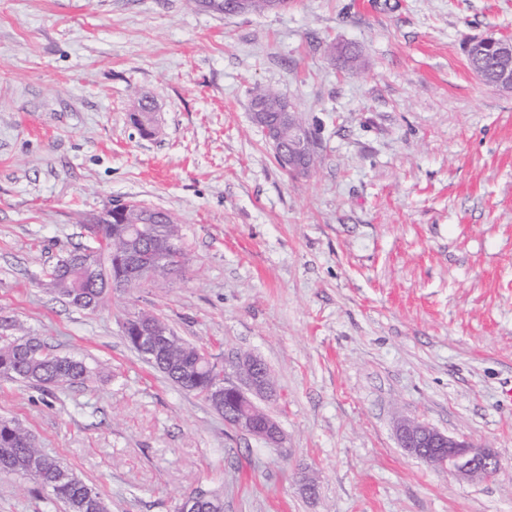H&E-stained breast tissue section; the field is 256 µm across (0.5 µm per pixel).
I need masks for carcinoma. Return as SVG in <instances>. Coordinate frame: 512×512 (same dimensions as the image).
Masks as SVG:
<instances>
[{
    "mask_svg": "<svg viewBox=\"0 0 512 512\" xmlns=\"http://www.w3.org/2000/svg\"><path fill=\"white\" fill-rule=\"evenodd\" d=\"M282 95L269 87L256 86L251 100L264 103L266 111H280ZM131 120L140 133H152L153 116L145 103H140ZM141 210L132 205L126 217L110 224L97 218L98 234L104 242L103 250L92 258L99 273L90 272L82 251L76 250L58 259L44 274V285L51 291L71 298L79 290V299L73 302L77 308L88 310L98 302L104 290L120 288L128 274L125 254L127 250L141 249L143 259L150 263L156 255L165 256L167 275L183 272V251L178 224L166 213L155 211L152 236L142 241L136 236L134 222ZM0 378L20 379L40 388H63L85 381L91 369L85 361L60 355L34 336L23 324L9 317H0ZM126 339L130 346L150 365L161 372L178 388L205 395L215 378L213 371L200 360L199 349L182 338L166 345L162 355L154 358L142 351L138 327L128 329ZM0 472L32 478L50 488L54 497L64 504L66 512H109L100 493L77 477L56 458L46 454L33 434L20 422L0 418Z\"/></svg>",
    "mask_w": 512,
    "mask_h": 512,
    "instance_id": "1",
    "label": "carcinoma"
}]
</instances>
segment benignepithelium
<instances>
[{
  "mask_svg": "<svg viewBox=\"0 0 512 512\" xmlns=\"http://www.w3.org/2000/svg\"><path fill=\"white\" fill-rule=\"evenodd\" d=\"M491 45L496 51V67L493 86L512 94V40L495 37H479L470 41L467 50L482 49ZM291 105L283 100L281 111L275 119H270L263 106L253 108L252 118L262 126L277 127L279 120L288 117ZM281 163L292 174H305L311 170L312 150L309 130L297 121L288 125L286 141L271 138ZM168 332L152 324L141 328V342L149 354L158 353L161 346L168 343ZM209 395L224 398V407L229 401L239 403L233 414V426L240 432L247 433L264 441L273 448L280 447L282 432L278 424L270 417L258 418L252 408V397H270L271 381L266 377L264 366L252 356L240 358L234 366L233 375L228 377L220 372L209 389ZM396 435L400 447L408 454L427 464L446 469L448 473L460 480L475 482L484 478H493L501 471V458L488 448H481L473 443L447 435L435 428L416 422L397 425Z\"/></svg>",
  "mask_w": 512,
  "mask_h": 512,
  "instance_id": "1",
  "label": "benign epithelium"
}]
</instances>
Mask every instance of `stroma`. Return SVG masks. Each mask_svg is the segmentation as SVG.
Returning <instances> with one entry per match:
<instances>
[{
    "mask_svg": "<svg viewBox=\"0 0 512 512\" xmlns=\"http://www.w3.org/2000/svg\"><path fill=\"white\" fill-rule=\"evenodd\" d=\"M512 36V0H0V317L89 379H0V418L92 484L109 512H512V95L467 64ZM354 47L347 64L332 51ZM272 86L317 163L290 175L254 123ZM149 96L154 126L130 121ZM179 225L182 276L93 312L45 288L116 203ZM154 312L231 366L249 353L280 449L232 429L127 343ZM402 420L496 452L462 481L399 447ZM317 486L306 494L299 477ZM0 512H65L0 473ZM272 1V2H271ZM225 3H230L229 7H225L224 12L227 14H246L250 8V14L263 13L270 10H277L285 6L281 0H227ZM250 4V6H249Z\"/></svg>",
    "mask_w": 512,
    "mask_h": 512,
    "instance_id": "1",
    "label": "stroma"
}]
</instances>
